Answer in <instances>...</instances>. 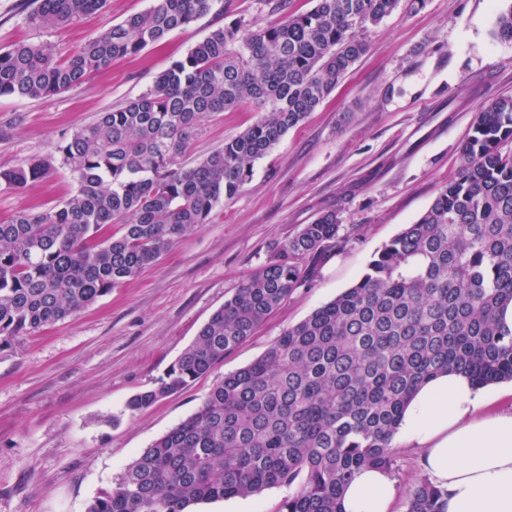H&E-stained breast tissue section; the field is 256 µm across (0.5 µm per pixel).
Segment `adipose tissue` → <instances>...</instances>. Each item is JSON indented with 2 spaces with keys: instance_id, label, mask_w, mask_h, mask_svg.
Here are the masks:
<instances>
[{
  "instance_id": "adipose-tissue-1",
  "label": "adipose tissue",
  "mask_w": 512,
  "mask_h": 512,
  "mask_svg": "<svg viewBox=\"0 0 512 512\" xmlns=\"http://www.w3.org/2000/svg\"><path fill=\"white\" fill-rule=\"evenodd\" d=\"M492 393L442 374L406 404L397 436L419 449L422 472L447 491L446 512H512V411L489 408ZM395 483L381 469L357 474L343 512H391Z\"/></svg>"
}]
</instances>
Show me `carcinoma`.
<instances>
[{
	"mask_svg": "<svg viewBox=\"0 0 512 512\" xmlns=\"http://www.w3.org/2000/svg\"><path fill=\"white\" fill-rule=\"evenodd\" d=\"M218 0H152L58 61L44 44L0 48V97L41 99L81 85L211 13ZM303 13L246 29L216 28L160 72L148 92L63 132L50 153L0 170L20 192L56 166L76 190L50 208L0 222V347L65 320L155 264L254 164L332 93L366 53L365 33L401 0H314ZM107 0H35L30 24L57 27ZM494 35L512 41V5ZM256 120L191 167L179 162L214 114L242 104ZM512 95L477 112L457 176L374 255L356 284L285 329L254 362L217 382L202 405L157 439L87 512H189L206 501L292 489L278 512H342L361 470L396 467L394 439L416 388L443 371L485 387L512 381ZM326 211L271 249L131 411L175 394L252 336L310 277L339 238ZM406 512H445L426 478Z\"/></svg>",
	"mask_w": 512,
	"mask_h": 512,
	"instance_id": "carcinoma-1",
	"label": "carcinoma"
}]
</instances>
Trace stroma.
I'll return each instance as SVG.
<instances>
[{
    "label": "stroma",
    "instance_id": "stroma-1",
    "mask_svg": "<svg viewBox=\"0 0 512 512\" xmlns=\"http://www.w3.org/2000/svg\"><path fill=\"white\" fill-rule=\"evenodd\" d=\"M278 0H223L167 44L95 73L80 86L34 100L0 98V169L47 153L62 131L90 123L147 92L158 73L210 30L233 20L277 23ZM152 0H108L61 29L29 24L28 0H0V48L46 43L67 59L103 29ZM506 0H427L396 10L366 34L368 50L331 95L254 166L251 181L220 204L153 267L76 315L0 349V512H86L123 468L198 409L212 386L259 357L288 326L352 286L375 253L430 206L456 176L476 112L512 95V42L493 33ZM242 106L211 118L187 145L191 166L256 118ZM59 168L19 193L0 191V221L73 194ZM339 239L312 263L310 281L223 362L179 393L130 412L192 344L240 281L273 246L323 211ZM288 488L193 505L191 512H277Z\"/></svg>",
    "mask_w": 512,
    "mask_h": 512
}]
</instances>
